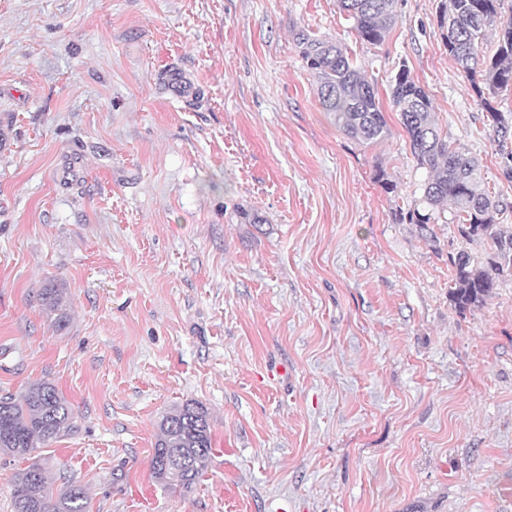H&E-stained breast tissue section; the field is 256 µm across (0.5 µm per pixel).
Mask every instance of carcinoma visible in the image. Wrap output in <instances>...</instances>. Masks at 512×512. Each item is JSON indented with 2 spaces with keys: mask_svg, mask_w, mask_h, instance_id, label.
<instances>
[{
  "mask_svg": "<svg viewBox=\"0 0 512 512\" xmlns=\"http://www.w3.org/2000/svg\"><path fill=\"white\" fill-rule=\"evenodd\" d=\"M396 0H339L354 22L360 40L382 43L394 20ZM504 0H439L438 24L448 55L466 75L479 105L487 113L497 139L496 153L503 174L512 178V112L501 111L498 93L512 86V14H502ZM494 32V49L484 51L487 32ZM295 41L307 70L318 85L321 106L334 113L336 125L362 144L385 140L389 127L375 87L353 65L347 47L313 39L304 31ZM391 102L399 112L417 165L426 169L422 195L405 217L423 230L436 224L445 206L453 207L450 222L469 240L490 241V253L480 261L463 252L451 259V304L461 313L483 306L500 278L512 276V231L500 224L508 205L481 192L479 164L439 134L432 101L401 63L391 87ZM65 288L52 283L41 299L59 329ZM73 408L48 381L30 384L19 395L0 398V455L25 458L39 445L64 436L73 428ZM212 454L208 412L186 402L163 416L151 460L152 475L164 486L189 490L201 479ZM46 467L38 461L17 471L12 479L13 512H86L84 489L74 482L54 493L46 486Z\"/></svg>",
  "mask_w": 512,
  "mask_h": 512,
  "instance_id": "cac0c4a2",
  "label": "carcinoma"
}]
</instances>
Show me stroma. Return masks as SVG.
Here are the masks:
<instances>
[{"label":"stroma","instance_id":"obj_1","mask_svg":"<svg viewBox=\"0 0 512 512\" xmlns=\"http://www.w3.org/2000/svg\"><path fill=\"white\" fill-rule=\"evenodd\" d=\"M438 3L397 0L370 45L337 0H0V397L46 380L71 403L36 451L54 487L89 512H512V278L458 313L449 259L488 243L399 219L427 176L390 102L404 63L512 226ZM301 29L352 49L384 141L324 111ZM188 400L213 454L165 488L158 424ZM65 288L62 284L51 283L41 292V299L48 315L54 316V324L62 330L67 325V314L64 312Z\"/></svg>","mask_w":512,"mask_h":512}]
</instances>
